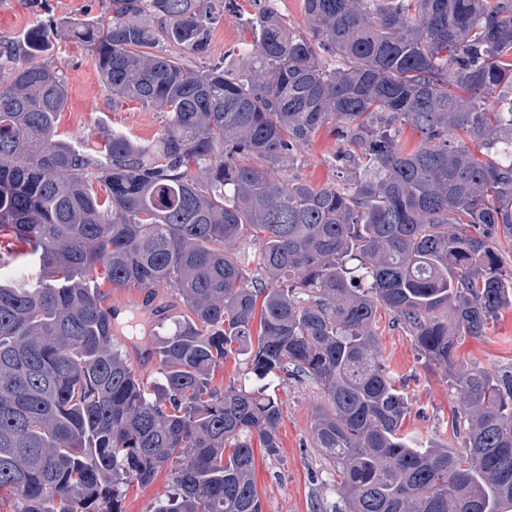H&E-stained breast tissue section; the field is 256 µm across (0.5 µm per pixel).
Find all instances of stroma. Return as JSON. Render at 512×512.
I'll return each instance as SVG.
<instances>
[{
	"label": "stroma",
	"instance_id": "stroma-1",
	"mask_svg": "<svg viewBox=\"0 0 512 512\" xmlns=\"http://www.w3.org/2000/svg\"><path fill=\"white\" fill-rule=\"evenodd\" d=\"M0 8L6 13L0 21L2 48L22 40L37 21L51 22L57 29L53 46L42 52L40 59L62 73L66 81L67 102L58 123L63 140L94 147L115 131L143 144L161 136L166 124L164 113L137 102L113 101L91 51L67 35L72 22L109 19L111 0H0ZM259 9L255 0H236L234 9L218 13L206 54L176 46L172 54L199 69L216 65L234 69L239 54L252 41L250 21ZM340 147L335 128H323L299 150L293 162L285 165V176L315 186L342 182L347 173L334 161ZM377 327L382 359L406 389L410 411L405 429L461 447V439L449 425L456 398L442 371L426 366L410 337L393 324L391 315L381 313ZM458 353L488 370L511 362L512 306L502 309L490 323L486 338L465 339ZM275 392L282 403L281 455L276 461L256 460L255 482L262 512H317L319 506L328 507L336 501L332 471L311 442L318 390L305 381L277 386Z\"/></svg>",
	"mask_w": 512,
	"mask_h": 512
}]
</instances>
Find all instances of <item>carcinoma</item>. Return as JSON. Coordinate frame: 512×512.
Returning a JSON list of instances; mask_svg holds the SVG:
<instances>
[{"instance_id":"carcinoma-1","label":"carcinoma","mask_w":512,"mask_h":512,"mask_svg":"<svg viewBox=\"0 0 512 512\" xmlns=\"http://www.w3.org/2000/svg\"><path fill=\"white\" fill-rule=\"evenodd\" d=\"M273 2L233 72L157 51L206 52L215 0H112L109 21L70 25L113 101L166 113L152 145L60 138L65 81L38 60L50 25L0 50V237L25 257L0 278L14 512H125L127 489L162 470L152 512H262L254 445L280 457L274 379L320 390L312 443L336 473L332 512H512V363L457 355L512 305V0H302L308 36ZM329 124L349 179L283 176ZM244 244L255 274L233 253ZM104 285L174 292L157 379L133 368ZM382 308L460 395L464 451L404 430ZM232 355L259 385L213 383Z\"/></svg>"}]
</instances>
